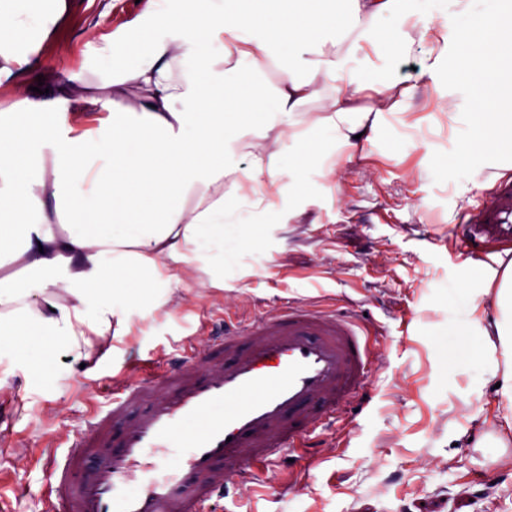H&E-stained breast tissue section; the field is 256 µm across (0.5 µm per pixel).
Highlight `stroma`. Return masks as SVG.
<instances>
[{
  "mask_svg": "<svg viewBox=\"0 0 512 512\" xmlns=\"http://www.w3.org/2000/svg\"><path fill=\"white\" fill-rule=\"evenodd\" d=\"M73 2L44 40L30 86L53 87L57 65L89 67L102 35L141 10L135 0ZM418 131L448 135V112L428 88L370 157L350 162L342 144L328 149L323 164L335 176L303 211L262 225L255 250L225 271L223 287L189 281L172 315H142L89 362L52 348L35 379L22 357L0 355V394L10 398L0 425V512H50L47 454L64 456L89 408H108L113 376L188 343L204 351L205 331L221 318L250 320L296 301L362 315L386 359L368 372L365 412L351 399L319 420L318 464L298 457L258 480L238 479L220 512H512V431L491 389L462 365L445 376L439 346L449 283L480 284L495 266L462 260L454 235L495 178L474 167L464 180L429 188L417 177L423 150L401 145ZM291 481L297 492L287 491Z\"/></svg>",
  "mask_w": 512,
  "mask_h": 512,
  "instance_id": "stroma-1",
  "label": "stroma"
}]
</instances>
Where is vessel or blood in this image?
<instances>
[{"mask_svg":"<svg viewBox=\"0 0 512 512\" xmlns=\"http://www.w3.org/2000/svg\"><path fill=\"white\" fill-rule=\"evenodd\" d=\"M468 221L467 255L511 247L512 179L496 181ZM374 356L354 315L292 303L213 335L205 357L189 348L142 366L139 381L113 377L109 408L90 410L51 465L54 512H209L231 480L257 479L277 452L308 446L320 410L364 389ZM173 447L177 460L165 462Z\"/></svg>","mask_w":512,"mask_h":512,"instance_id":"vessel-or-blood-1","label":"vessel or blood"}]
</instances>
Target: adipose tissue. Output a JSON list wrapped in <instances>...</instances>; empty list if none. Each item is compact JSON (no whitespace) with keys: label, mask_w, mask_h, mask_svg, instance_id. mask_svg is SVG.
<instances>
[{"label":"adipose tissue","mask_w":512,"mask_h":512,"mask_svg":"<svg viewBox=\"0 0 512 512\" xmlns=\"http://www.w3.org/2000/svg\"><path fill=\"white\" fill-rule=\"evenodd\" d=\"M67 10L0 0V80L15 81L0 122V351L42 342L87 359L138 311L179 307L192 274L223 286L255 226L313 198L324 143L365 157L419 87L456 128L431 183L512 159L501 0L478 15L462 0H145L91 70L64 72L43 101L20 77ZM410 55L422 65L405 85L395 62ZM313 104L314 139L287 148ZM448 305L512 429V260L496 288L453 283ZM491 335L498 350H469Z\"/></svg>","instance_id":"adipose-tissue-1"}]
</instances>
